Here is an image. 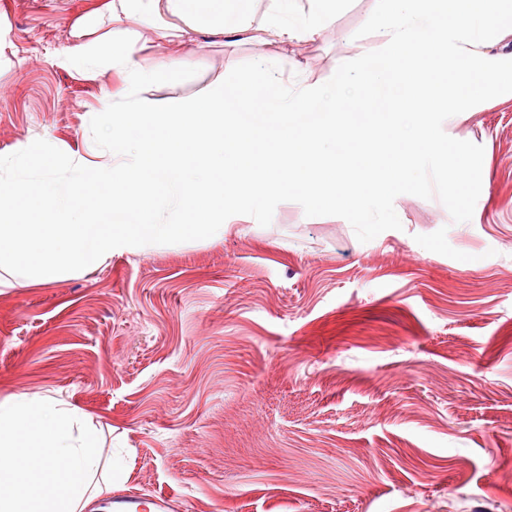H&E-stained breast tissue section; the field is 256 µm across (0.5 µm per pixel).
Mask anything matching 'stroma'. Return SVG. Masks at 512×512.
Listing matches in <instances>:
<instances>
[{
  "mask_svg": "<svg viewBox=\"0 0 512 512\" xmlns=\"http://www.w3.org/2000/svg\"><path fill=\"white\" fill-rule=\"evenodd\" d=\"M104 0H0V154L68 176L101 86L71 27ZM373 0L290 57L331 83L379 53ZM267 48L199 39L140 92L245 83ZM438 133L455 180L407 179L373 224L268 200L224 239L176 238L0 293V399L52 394L122 460L117 495L188 512H512V77L474 70Z\"/></svg>",
  "mask_w": 512,
  "mask_h": 512,
  "instance_id": "1",
  "label": "stroma"
}]
</instances>
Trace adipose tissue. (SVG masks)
I'll return each mask as SVG.
<instances>
[{
  "mask_svg": "<svg viewBox=\"0 0 512 512\" xmlns=\"http://www.w3.org/2000/svg\"><path fill=\"white\" fill-rule=\"evenodd\" d=\"M264 0L259 26L216 0H108L72 35V60L104 66L105 21L150 25L156 67H119L134 92L173 66L169 48L196 36L257 40L285 50L317 41L347 0ZM502 0H374L382 47L331 85L281 84L275 54L255 80L280 83L256 103L245 88L204 98L122 105L103 89L90 152L70 156L72 175L31 164L25 149L0 155V288L46 284L95 270L115 255L175 236L223 237L226 213L264 214L257 202L299 188L304 203L385 220L392 186L418 172L450 173L438 118L465 109L459 88L494 51ZM359 154L341 153V146ZM389 152L386 167L375 155ZM100 434L82 410L50 396L0 400V512H87L111 494L121 465L102 462Z\"/></svg>",
  "mask_w": 512,
  "mask_h": 512,
  "instance_id": "1",
  "label": "adipose tissue"
}]
</instances>
